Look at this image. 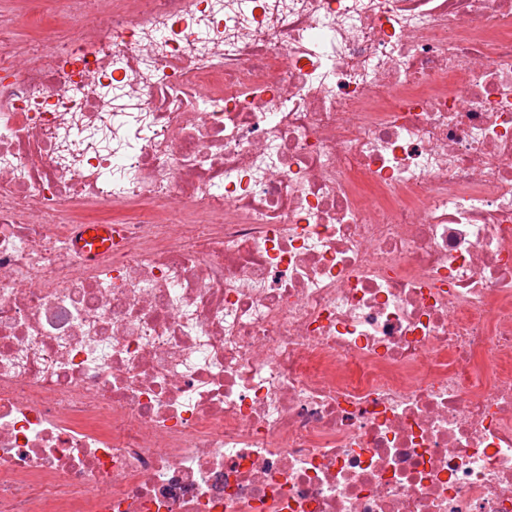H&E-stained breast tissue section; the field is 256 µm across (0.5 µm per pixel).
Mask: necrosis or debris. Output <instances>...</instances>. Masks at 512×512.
I'll return each mask as SVG.
<instances>
[{
	"instance_id": "1",
	"label": "necrosis or debris",
	"mask_w": 512,
	"mask_h": 512,
	"mask_svg": "<svg viewBox=\"0 0 512 512\" xmlns=\"http://www.w3.org/2000/svg\"><path fill=\"white\" fill-rule=\"evenodd\" d=\"M0 512H512V0H0ZM81 249L85 252L95 253L99 250H109L112 247V231L108 225L89 224L86 225L81 234ZM92 246V251L86 248L85 244Z\"/></svg>"
}]
</instances>
